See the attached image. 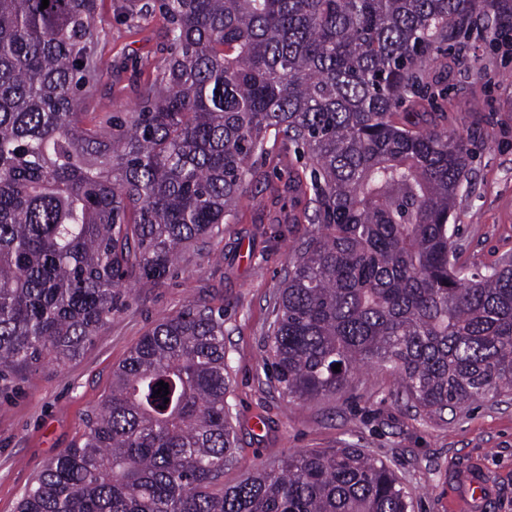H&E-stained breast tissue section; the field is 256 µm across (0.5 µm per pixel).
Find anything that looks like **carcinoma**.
I'll list each match as a JSON object with an SVG mask.
<instances>
[{"label":"carcinoma","instance_id":"carcinoma-1","mask_svg":"<svg viewBox=\"0 0 512 512\" xmlns=\"http://www.w3.org/2000/svg\"><path fill=\"white\" fill-rule=\"evenodd\" d=\"M167 57L134 112L89 127L94 0H0V388L63 367L127 283L172 274L221 232L274 134L306 151L319 230L274 305L266 362L283 395L335 393L363 366L442 415L512 389V262L458 264L449 220L463 133L399 120L420 67L503 0H161ZM153 6L121 10L145 18ZM340 365V371L332 370ZM224 314L161 317L112 372L74 445L18 512H412L359 448L290 455L224 486L235 436ZM168 384L164 402L153 397Z\"/></svg>","mask_w":512,"mask_h":512}]
</instances>
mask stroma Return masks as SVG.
I'll return each instance as SVG.
<instances>
[{
  "label": "stroma",
  "mask_w": 512,
  "mask_h": 512,
  "mask_svg": "<svg viewBox=\"0 0 512 512\" xmlns=\"http://www.w3.org/2000/svg\"><path fill=\"white\" fill-rule=\"evenodd\" d=\"M121 2L96 0L103 76L87 109L90 125L131 111L166 54L165 15L133 19ZM495 33L493 25H480L461 49L432 55L422 74L434 98L414 97L404 107L408 125L458 129L467 137L469 185L450 222L459 261L475 274L512 257V53L498 49ZM250 166L249 189L263 192L264 208L242 198L223 232L191 248L172 275L150 288L125 289L111 320L67 365L29 368L16 386L0 391V512H17L24 488L72 445L113 368L159 315L191 303L224 311L236 432L225 485L292 453L350 446L402 478L413 512H512V391L439 418L397 401L395 375L387 368L361 370L340 393L303 401L282 395L262 357L275 295L301 238L315 230L304 214L306 198L288 194L284 183L292 172L310 178L311 168L278 138L269 139ZM473 469L490 486L481 507L469 506L457 488L458 474Z\"/></svg>",
  "instance_id": "1"
}]
</instances>
